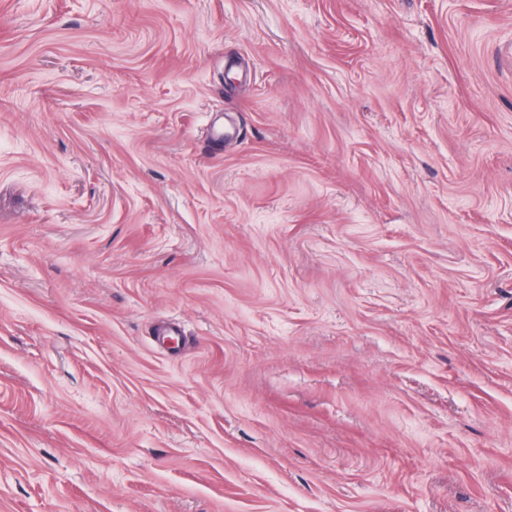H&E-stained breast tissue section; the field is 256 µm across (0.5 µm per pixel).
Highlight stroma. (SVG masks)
Instances as JSON below:
<instances>
[{"mask_svg":"<svg viewBox=\"0 0 512 512\" xmlns=\"http://www.w3.org/2000/svg\"><path fill=\"white\" fill-rule=\"evenodd\" d=\"M0 512H512V0H0Z\"/></svg>","mask_w":512,"mask_h":512,"instance_id":"1","label":"stroma"}]
</instances>
